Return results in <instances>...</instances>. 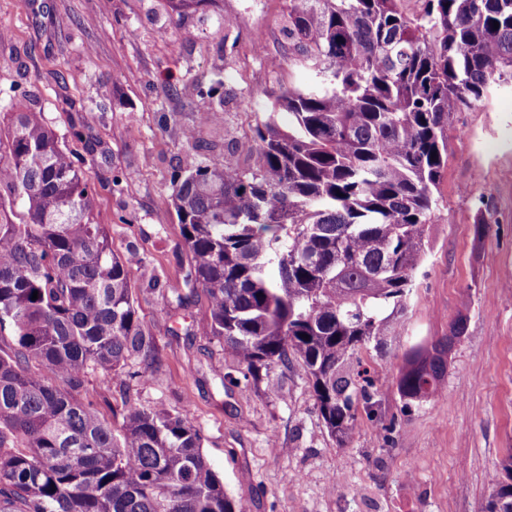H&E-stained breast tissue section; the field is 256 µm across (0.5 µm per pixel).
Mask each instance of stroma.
Returning <instances> with one entry per match:
<instances>
[{"label":"stroma","instance_id":"1","mask_svg":"<svg viewBox=\"0 0 512 512\" xmlns=\"http://www.w3.org/2000/svg\"><path fill=\"white\" fill-rule=\"evenodd\" d=\"M214 10L206 20L166 0H0V113H42L65 137L85 160L113 250L135 257L138 314L162 362L134 397L190 406L202 452L243 512H484L493 470L512 456V87L448 125L432 248L406 317L359 352L379 414L358 410L341 443L298 365L278 369L273 391L223 386L235 361L203 332L206 297L180 309L147 289L155 278L181 285L190 266L172 174L250 137L272 94L312 81L287 61L285 0H217ZM218 78L224 107L206 122L193 86ZM78 116L98 141L93 154L68 136ZM461 311L442 396L404 404L394 381L406 352L447 336Z\"/></svg>","mask_w":512,"mask_h":512}]
</instances>
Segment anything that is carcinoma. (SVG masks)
Masks as SVG:
<instances>
[{
  "mask_svg": "<svg viewBox=\"0 0 512 512\" xmlns=\"http://www.w3.org/2000/svg\"><path fill=\"white\" fill-rule=\"evenodd\" d=\"M401 2L288 0V62L314 82L282 91L223 160L171 180L191 263L165 292L178 308L206 295L205 333L237 360L225 384H270L297 362L334 437L354 427L357 400L377 413L358 353L406 314L450 116L512 84V0H421L413 14ZM277 109L294 117L286 131ZM70 134L94 151L84 119ZM82 164L40 112L0 126V197L23 203L0 207V512H237L189 409L130 396L158 347ZM465 328L461 314L405 356L402 399L441 394ZM92 373L120 388L119 433ZM501 470L486 512H512V457Z\"/></svg>",
  "mask_w": 512,
  "mask_h": 512,
  "instance_id": "obj_1",
  "label": "carcinoma"
}]
</instances>
